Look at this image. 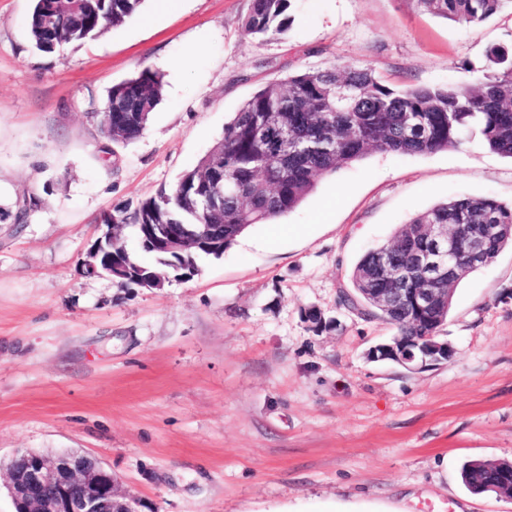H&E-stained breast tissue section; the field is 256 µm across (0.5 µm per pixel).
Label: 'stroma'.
Here are the masks:
<instances>
[{
	"label": "stroma",
	"mask_w": 512,
	"mask_h": 512,
	"mask_svg": "<svg viewBox=\"0 0 512 512\" xmlns=\"http://www.w3.org/2000/svg\"><path fill=\"white\" fill-rule=\"evenodd\" d=\"M32 6L0 0V463L85 453L149 512H512L461 479L469 460L512 461V250L455 289L446 362L370 360L392 327L338 304L415 214L457 194L512 203V160L478 140L345 166L163 287L82 272L102 217L172 188L261 86L349 63L397 89L467 88L512 45V11L456 23L414 0H293L284 34L254 38L250 0H144L43 53ZM146 67L164 87L144 134L105 140L108 89ZM311 306L336 328L313 331Z\"/></svg>",
	"instance_id": "stroma-1"
}]
</instances>
